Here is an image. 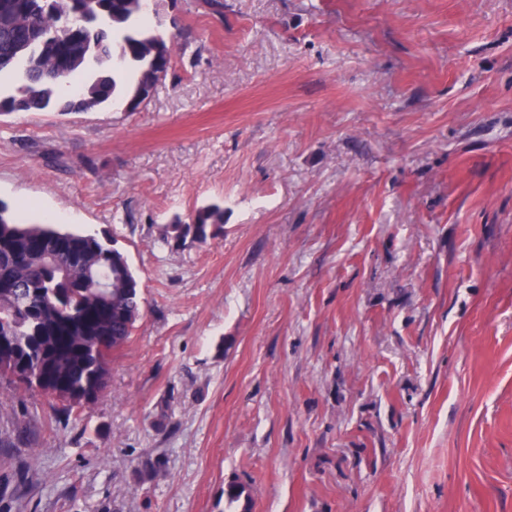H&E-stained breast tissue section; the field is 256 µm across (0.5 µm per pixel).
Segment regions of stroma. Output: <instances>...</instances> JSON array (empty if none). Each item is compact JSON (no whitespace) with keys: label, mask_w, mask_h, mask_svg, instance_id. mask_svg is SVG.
<instances>
[{"label":"stroma","mask_w":512,"mask_h":512,"mask_svg":"<svg viewBox=\"0 0 512 512\" xmlns=\"http://www.w3.org/2000/svg\"><path fill=\"white\" fill-rule=\"evenodd\" d=\"M158 10L147 107L0 116V201L110 235L147 301L76 422L0 386V512H224L234 479L512 512V0ZM224 227V207L219 203H210L197 208L190 217L189 224H176L173 229L176 239H186L205 243L216 237ZM193 229V236L191 230Z\"/></svg>","instance_id":"1"}]
</instances>
